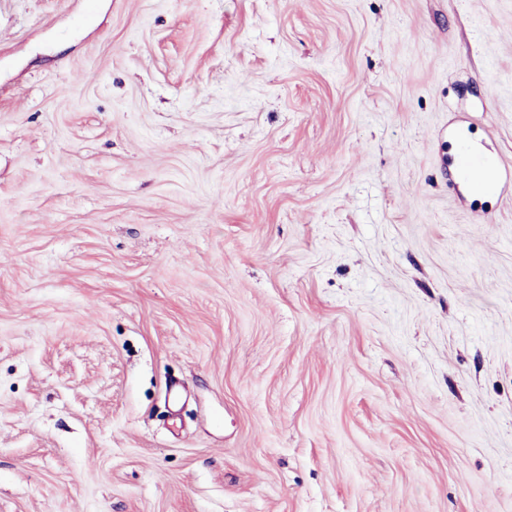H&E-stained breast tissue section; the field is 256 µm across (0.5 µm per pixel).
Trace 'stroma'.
<instances>
[{
	"instance_id": "1",
	"label": "stroma",
	"mask_w": 512,
	"mask_h": 512,
	"mask_svg": "<svg viewBox=\"0 0 512 512\" xmlns=\"http://www.w3.org/2000/svg\"><path fill=\"white\" fill-rule=\"evenodd\" d=\"M0 512H512V0H0ZM456 167L462 177L470 184L477 196L495 191L497 185V163L489 161L466 148H462L456 157Z\"/></svg>"
}]
</instances>
